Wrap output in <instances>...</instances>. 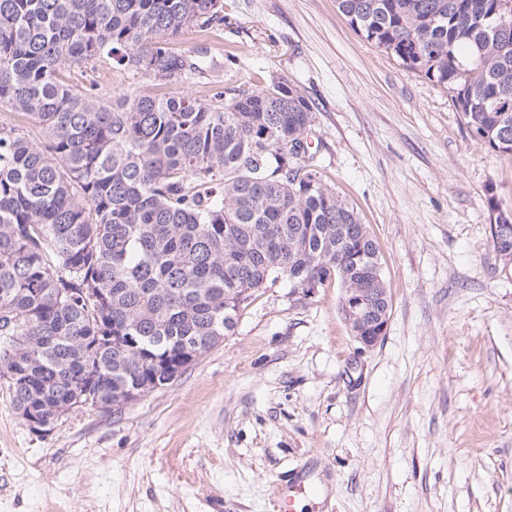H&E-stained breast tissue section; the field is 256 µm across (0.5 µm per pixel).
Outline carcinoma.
I'll return each instance as SVG.
<instances>
[{
    "instance_id": "obj_1",
    "label": "carcinoma",
    "mask_w": 512,
    "mask_h": 512,
    "mask_svg": "<svg viewBox=\"0 0 512 512\" xmlns=\"http://www.w3.org/2000/svg\"><path fill=\"white\" fill-rule=\"evenodd\" d=\"M364 38L452 93L470 132L512 154V14L502 0H336ZM222 0H0V370L25 426L168 384L281 278L383 288L372 235L325 180L314 111L286 80L208 100L64 83L122 49L134 76L189 83L172 38ZM364 250L363 262L349 256Z\"/></svg>"
}]
</instances>
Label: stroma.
<instances>
[{"instance_id":"stroma-1","label":"stroma","mask_w":512,"mask_h":512,"mask_svg":"<svg viewBox=\"0 0 512 512\" xmlns=\"http://www.w3.org/2000/svg\"><path fill=\"white\" fill-rule=\"evenodd\" d=\"M223 3L221 25L170 42L213 58L194 83L137 81L107 57L61 76L115 96L296 87L322 173L377 243L386 334L360 349L338 285L282 279L167 387L40 436L0 373V512H275L274 484L306 468L298 512H512V264L490 221L494 204L512 214V154L336 0Z\"/></svg>"}]
</instances>
